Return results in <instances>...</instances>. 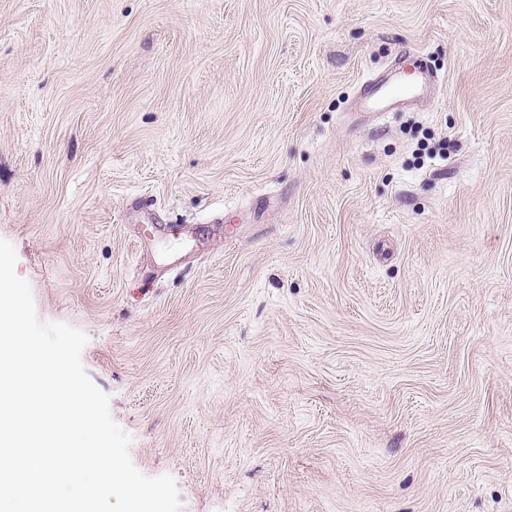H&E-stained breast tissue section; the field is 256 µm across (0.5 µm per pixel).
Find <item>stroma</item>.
Wrapping results in <instances>:
<instances>
[{
	"label": "stroma",
	"mask_w": 512,
	"mask_h": 512,
	"mask_svg": "<svg viewBox=\"0 0 512 512\" xmlns=\"http://www.w3.org/2000/svg\"><path fill=\"white\" fill-rule=\"evenodd\" d=\"M0 238L180 512H512V0H0ZM434 83L435 75L427 62L420 57H414L409 71L404 72L395 84L386 86L382 81L372 78L364 82V87L372 90L374 95L372 103L378 112H392L396 110L390 106L392 101L412 100L423 93L424 86ZM388 99L390 102L387 105Z\"/></svg>",
	"instance_id": "1"
}]
</instances>
